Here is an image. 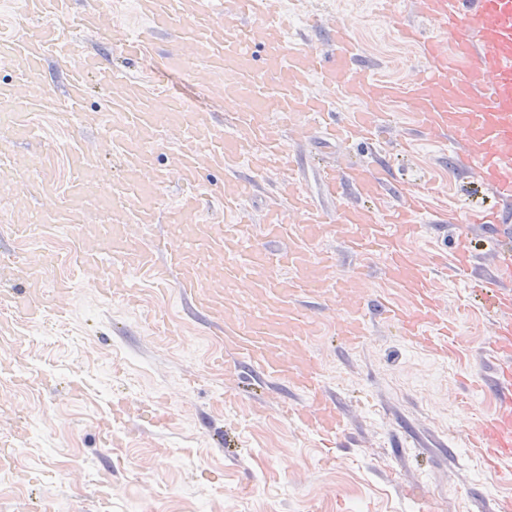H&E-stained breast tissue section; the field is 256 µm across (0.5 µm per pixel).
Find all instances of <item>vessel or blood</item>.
<instances>
[{"instance_id": "vessel-or-blood-1", "label": "vessel or blood", "mask_w": 512, "mask_h": 512, "mask_svg": "<svg viewBox=\"0 0 512 512\" xmlns=\"http://www.w3.org/2000/svg\"><path fill=\"white\" fill-rule=\"evenodd\" d=\"M24 3L22 14L0 29V66L15 73L14 83L0 86V96L12 98L18 114L0 139V183L23 182L25 167L14 146L34 137L33 114L53 111L58 104L43 79L47 60L65 70V104L83 122L94 119L84 106L90 82L110 87L108 137L120 174L109 188H101L98 155L71 152L72 179L53 214L55 223H79L86 200L94 195L112 212L111 224L89 231L74 262L101 267V288L120 283L133 297L149 282L191 299L222 334L225 380H239L246 370L255 378L282 381L299 399L282 405L281 414L300 427L332 439L345 428L344 413L327 393L322 366L307 352L320 325L306 311V301L345 296L347 311L331 326L343 347L364 343L366 312L373 309L414 348L471 370V354L445 314L434 273L443 268L467 272L475 257L470 230L483 225L493 238L494 269L488 278L468 282L464 305L492 321L481 351L494 366L493 406L474 412L466 448L512 485L507 467L512 461V248L505 245L512 238V214L502 208L512 201V0H416L428 23L424 31L405 23L395 0H380L382 16L421 60L416 77L408 81L377 76L360 61L358 44L342 21L326 30L330 52L311 49L301 41L295 13L283 10L281 0H112L111 8L86 11L74 10L73 0ZM130 13L145 22V29L126 22ZM76 32L110 44L129 63L163 55L168 69L190 82L206 76L225 101L241 108L218 121L159 84L116 77L93 53L72 63ZM161 35L172 40L168 50L159 46ZM315 83L326 88V95L311 94ZM340 101L352 110L339 122L332 114ZM399 103L411 106L420 132L460 141L455 166L470 172L494 198L480 207L440 211L439 222L455 228L448 256L432 249L421 256L410 248L422 237L418 217L428 209L430 187L405 189L400 203L392 205L385 200V170L376 161L327 169L319 174L320 195L338 203L336 214H328L297 180L298 157L277 131L283 117L300 129L318 128L333 140L371 144L388 120L387 107ZM160 150L167 156L162 167L155 164ZM256 155L263 160V173L276 177L280 199L259 221L245 205L255 182L240 175ZM210 170L224 172V180L206 181L203 174ZM173 178L181 191L160 208ZM290 213L295 223H288ZM338 223L346 229L350 254L362 263L381 259L395 297L358 294L365 280L361 267L329 277L335 260L321 245ZM155 224L165 225V234L144 238L131 231L135 225ZM220 259L226 262L224 286L214 289L195 269ZM269 262L275 272L254 277V269ZM52 263L49 257L29 262L1 253L0 305H14L32 324L45 313L59 312V305L42 293ZM244 281L253 292L270 297L266 308L242 314L235 288ZM286 345L294 349L288 359L281 355Z\"/></svg>"}]
</instances>
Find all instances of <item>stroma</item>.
<instances>
[{"label": "stroma", "mask_w": 512, "mask_h": 512, "mask_svg": "<svg viewBox=\"0 0 512 512\" xmlns=\"http://www.w3.org/2000/svg\"><path fill=\"white\" fill-rule=\"evenodd\" d=\"M305 2L319 21L307 33L312 48L325 49V27L341 20L383 76L404 78L417 68L415 49L374 0ZM73 49L97 50L118 77L161 79L216 116L235 109L214 84L180 82L161 58L129 65L82 33L74 34ZM109 95L91 88L86 109L99 121L77 132L65 106L35 115L36 137L17 153L33 168L55 154L53 178L61 187L72 148L99 152L100 181L111 186L117 164L105 135ZM409 112H394L374 149L329 143L318 130L286 121L278 132L300 156L297 176L309 192L317 190L321 166L374 153L390 175L389 202L401 188L430 180L437 205L487 203L488 190L454 168L447 143L418 133ZM55 204L49 193L29 199L26 235L0 237V250L31 262L57 255L47 284L71 283L59 298L66 317L50 314L37 325L19 319L0 335V449L13 455L11 466L0 468V512H497L505 487L463 449L470 413L459 399L481 408L486 402L477 387L464 386L462 370L409 347L371 310L369 335L357 349L327 336L309 346L346 415L337 444L277 415L290 392L274 380L242 379L238 405L226 406L216 328L172 288L148 289L137 306L124 301L121 286L100 292L97 271H75L69 259L86 228L109 223L110 213L92 206L84 223L50 224ZM161 307L171 315L165 334L148 320ZM118 394L129 416L118 430L122 447L109 448L99 423ZM157 409L170 413L166 426L148 423V411ZM20 414L28 419L22 430L15 427ZM146 474L166 493L150 490Z\"/></svg>", "instance_id": "35a3bbf8"}]
</instances>
